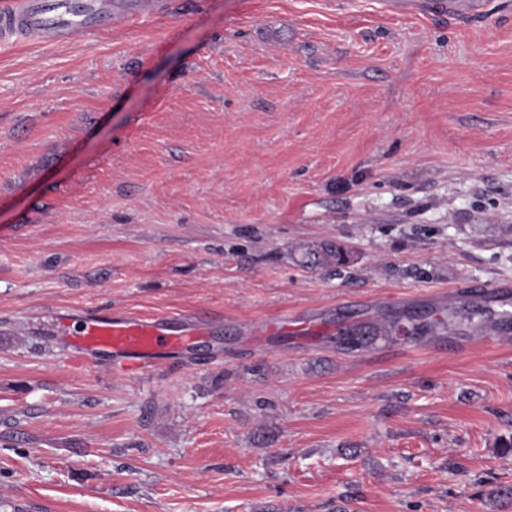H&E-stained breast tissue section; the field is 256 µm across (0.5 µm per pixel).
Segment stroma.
Segmentation results:
<instances>
[{
    "instance_id": "stroma-1",
    "label": "stroma",
    "mask_w": 512,
    "mask_h": 512,
    "mask_svg": "<svg viewBox=\"0 0 512 512\" xmlns=\"http://www.w3.org/2000/svg\"><path fill=\"white\" fill-rule=\"evenodd\" d=\"M483 2L171 0L0 45V512H512V295L464 290L512 281V0ZM282 313L313 337L252 339ZM91 315L205 334L78 369ZM422 6L436 13L455 14L463 9L477 11L481 5L480 0H425L419 2ZM349 261L347 252L341 246H331L329 248L311 250L306 253L305 263L311 267L328 266L336 264V266L345 265ZM400 317L401 315L390 316L376 324L346 326L337 332L336 347L347 351H356L369 346L379 336L403 335L407 337H414L411 335H415L425 327L434 330L439 327H445L447 324L445 320L435 319L433 321L426 322L423 326L420 325L419 327H415L413 325L411 328L412 333H409L410 335H404V331L406 329Z\"/></svg>"
}]
</instances>
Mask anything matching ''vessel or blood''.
<instances>
[{"label": "vessel or blood", "mask_w": 512, "mask_h": 512, "mask_svg": "<svg viewBox=\"0 0 512 512\" xmlns=\"http://www.w3.org/2000/svg\"><path fill=\"white\" fill-rule=\"evenodd\" d=\"M480 0H424L436 13L478 10ZM165 0H83L82 10H72L70 0H6L0 6V42L20 39L42 44L65 43L112 27L130 17L163 10ZM200 328L192 324L174 334L155 320L86 318L74 348L86 356L107 352L124 362L126 370L151 367L167 353L180 348Z\"/></svg>", "instance_id": "b4317fda"}]
</instances>
